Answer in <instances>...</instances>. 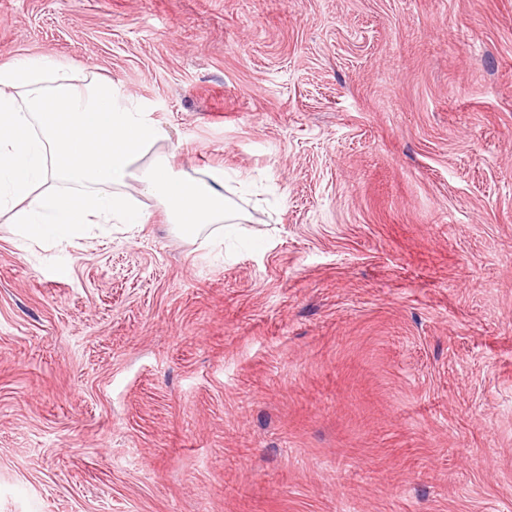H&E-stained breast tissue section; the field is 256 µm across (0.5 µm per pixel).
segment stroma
<instances>
[{"label": "stroma", "instance_id": "stroma-1", "mask_svg": "<svg viewBox=\"0 0 512 512\" xmlns=\"http://www.w3.org/2000/svg\"><path fill=\"white\" fill-rule=\"evenodd\" d=\"M43 55L247 219L0 214V512H512V0H0Z\"/></svg>", "mask_w": 512, "mask_h": 512}]
</instances>
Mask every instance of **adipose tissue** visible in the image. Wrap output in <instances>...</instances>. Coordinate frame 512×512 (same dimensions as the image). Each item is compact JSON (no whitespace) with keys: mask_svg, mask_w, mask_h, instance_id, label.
Wrapping results in <instances>:
<instances>
[{"mask_svg":"<svg viewBox=\"0 0 512 512\" xmlns=\"http://www.w3.org/2000/svg\"><path fill=\"white\" fill-rule=\"evenodd\" d=\"M61 70L48 58L0 66V213H11L17 237L63 239L88 224L146 223L141 195L191 235L240 222L222 192L223 172H175L152 153L167 137L163 127L122 102L111 81L75 84Z\"/></svg>","mask_w":512,"mask_h":512,"instance_id":"obj_1","label":"adipose tissue"}]
</instances>
